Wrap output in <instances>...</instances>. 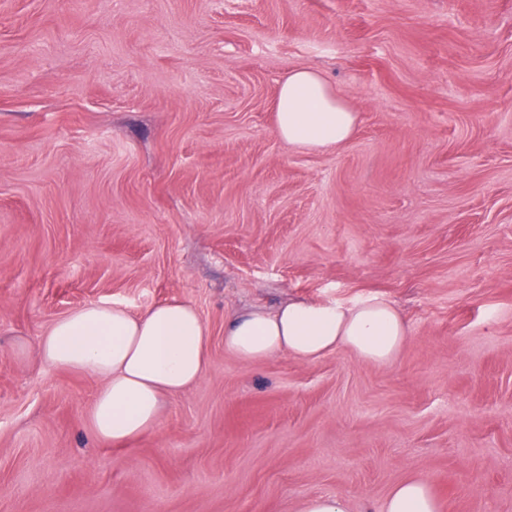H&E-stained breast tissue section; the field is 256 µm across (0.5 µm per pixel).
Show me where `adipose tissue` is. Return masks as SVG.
I'll return each mask as SVG.
<instances>
[{
  "label": "adipose tissue",
  "mask_w": 512,
  "mask_h": 512,
  "mask_svg": "<svg viewBox=\"0 0 512 512\" xmlns=\"http://www.w3.org/2000/svg\"><path fill=\"white\" fill-rule=\"evenodd\" d=\"M358 116L316 68L289 70L280 84L275 133L288 145L319 151L346 143ZM409 336L400 312L373 295L352 303L292 300L253 309L224 323V350L252 365L279 354L306 362L339 349L391 364ZM209 331L189 303L168 300L142 312L102 300L55 320L36 350L51 367L101 379L86 423L99 440L140 438L158 423L165 396L198 382L207 368ZM384 512H439L430 485L409 479L393 488Z\"/></svg>",
  "instance_id": "ef3b65f1"
}]
</instances>
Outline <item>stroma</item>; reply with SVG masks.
<instances>
[{
  "instance_id": "obj_1",
  "label": "stroma",
  "mask_w": 512,
  "mask_h": 512,
  "mask_svg": "<svg viewBox=\"0 0 512 512\" xmlns=\"http://www.w3.org/2000/svg\"><path fill=\"white\" fill-rule=\"evenodd\" d=\"M300 65L346 144L275 135ZM369 295L409 325L391 365L224 350L239 313ZM171 299L209 366L139 439L18 351ZM410 478L512 512V0H0V512H384ZM300 512H347L345 504L339 496L314 495L306 498Z\"/></svg>"
}]
</instances>
